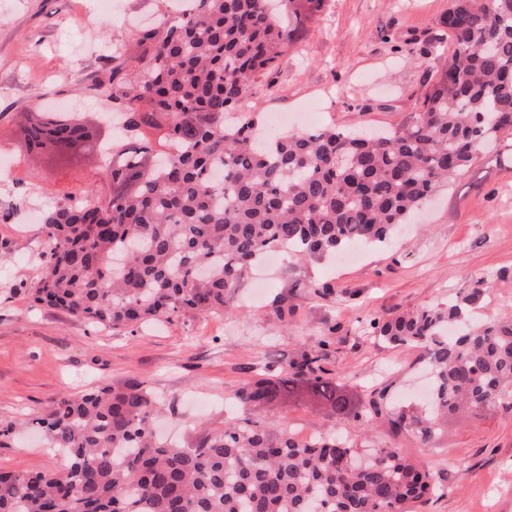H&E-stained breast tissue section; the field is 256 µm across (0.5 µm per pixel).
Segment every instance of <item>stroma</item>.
I'll use <instances>...</instances> for the list:
<instances>
[{"mask_svg": "<svg viewBox=\"0 0 512 512\" xmlns=\"http://www.w3.org/2000/svg\"><path fill=\"white\" fill-rule=\"evenodd\" d=\"M172 0H0V421L16 434L0 446V471H56L26 418L57 398L92 387L140 382L161 396L159 429L192 447L235 419V394L302 353L319 356L348 392L384 391L397 408L418 398L421 350L374 340L373 321L425 305L446 306L485 279L473 322L512 318V136L478 153L472 166L416 212L384 246H363L351 263L282 256L249 271L224 314L150 322L135 330L95 327L35 304L42 271L39 217L72 194L109 187L98 157L55 174L30 164L20 142L26 116L52 103L82 102L83 117L112 109L113 59L137 51L140 30ZM448 0H326L305 18L270 82L252 90L243 112L287 113L291 130L318 112L342 129H397L409 122L452 40L441 19ZM259 421L287 420L310 433L324 428L312 406L249 408ZM338 432L362 449L392 446L430 468L438 490L415 512H512V408L449 419L422 445L391 432L386 420H349Z\"/></svg>", "mask_w": 512, "mask_h": 512, "instance_id": "35a3bbf8", "label": "stroma"}]
</instances>
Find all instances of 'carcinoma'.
<instances>
[{
    "instance_id": "1",
    "label": "carcinoma",
    "mask_w": 512,
    "mask_h": 512,
    "mask_svg": "<svg viewBox=\"0 0 512 512\" xmlns=\"http://www.w3.org/2000/svg\"><path fill=\"white\" fill-rule=\"evenodd\" d=\"M294 15L325 0H279ZM443 24L453 50L414 122L387 137L334 126L263 141L256 120L224 116L298 42L272 0H195L177 19L161 15L142 35L140 56L112 67V101L126 107L132 140L112 145V196L89 189L48 211L43 272L34 302L88 323L133 328L224 311L249 265L267 252L299 260L362 243H384L476 154L512 133V0H449ZM40 119L24 128L34 144ZM164 131L159 160L145 130ZM98 150L101 135L79 143ZM484 289L446 308L423 306L373 322L376 338L421 348L431 369L430 407L391 413L384 394L360 403L339 375L307 353L241 385L243 406L300 394L332 424L388 417L392 430L432 442L460 410L512 405V319L466 324ZM156 395L141 383L62 397L27 424L67 463L56 472L0 473V512H412L430 474L398 448L355 464L349 440L302 436L247 417L194 448L161 439Z\"/></svg>"
}]
</instances>
